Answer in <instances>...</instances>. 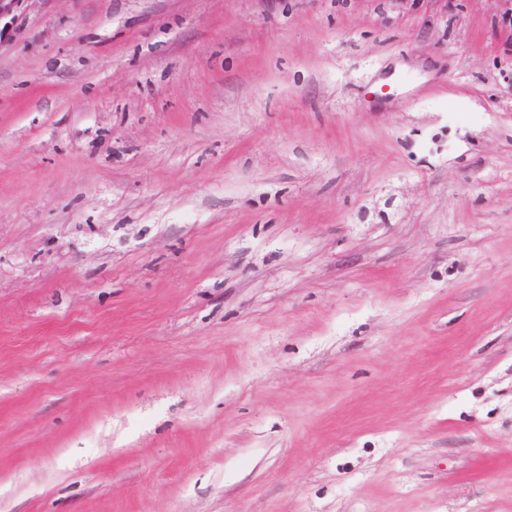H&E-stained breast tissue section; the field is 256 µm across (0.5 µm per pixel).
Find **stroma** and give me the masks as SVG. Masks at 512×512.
<instances>
[{
  "label": "stroma",
  "mask_w": 512,
  "mask_h": 512,
  "mask_svg": "<svg viewBox=\"0 0 512 512\" xmlns=\"http://www.w3.org/2000/svg\"><path fill=\"white\" fill-rule=\"evenodd\" d=\"M0 512H512V0L0 19Z\"/></svg>",
  "instance_id": "35a3bbf8"
}]
</instances>
